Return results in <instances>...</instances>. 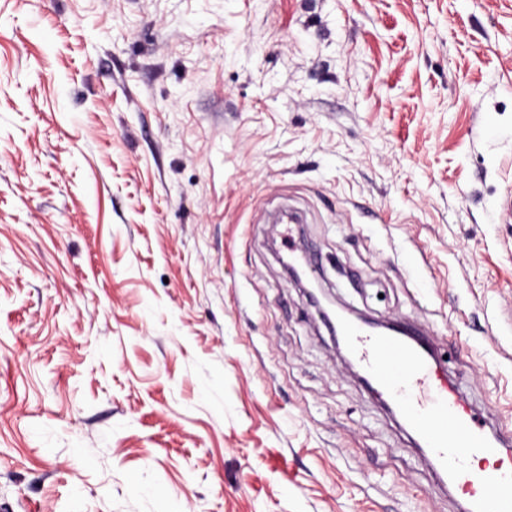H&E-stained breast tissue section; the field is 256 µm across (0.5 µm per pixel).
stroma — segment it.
Listing matches in <instances>:
<instances>
[{
	"instance_id": "stroma-1",
	"label": "stroma",
	"mask_w": 512,
	"mask_h": 512,
	"mask_svg": "<svg viewBox=\"0 0 512 512\" xmlns=\"http://www.w3.org/2000/svg\"><path fill=\"white\" fill-rule=\"evenodd\" d=\"M512 0H0V505L463 512L273 248L512 423Z\"/></svg>"
}]
</instances>
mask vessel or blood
Here are the masks:
<instances>
[{
    "instance_id": "obj_1",
    "label": "vessel or blood",
    "mask_w": 512,
    "mask_h": 512,
    "mask_svg": "<svg viewBox=\"0 0 512 512\" xmlns=\"http://www.w3.org/2000/svg\"><path fill=\"white\" fill-rule=\"evenodd\" d=\"M338 330L369 382L389 396L427 458L460 490L466 512H512V430L488 429L483 410L442 383L432 357L406 337L370 333L350 322ZM473 459L484 461V468L471 470Z\"/></svg>"
}]
</instances>
